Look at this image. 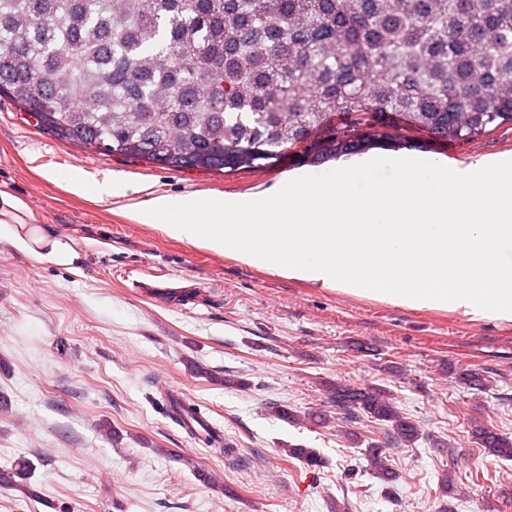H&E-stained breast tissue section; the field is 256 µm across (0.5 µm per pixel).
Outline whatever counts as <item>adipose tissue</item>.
I'll list each match as a JSON object with an SVG mask.
<instances>
[{"instance_id": "obj_1", "label": "adipose tissue", "mask_w": 512, "mask_h": 512, "mask_svg": "<svg viewBox=\"0 0 512 512\" xmlns=\"http://www.w3.org/2000/svg\"><path fill=\"white\" fill-rule=\"evenodd\" d=\"M28 212L26 203L19 197L0 191V241H6L19 251L30 255H45L57 264L71 263L75 253L69 244L49 239L44 228H21L23 215Z\"/></svg>"}]
</instances>
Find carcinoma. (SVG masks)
<instances>
[{
  "mask_svg": "<svg viewBox=\"0 0 512 512\" xmlns=\"http://www.w3.org/2000/svg\"><path fill=\"white\" fill-rule=\"evenodd\" d=\"M2 95L62 141L182 171L272 167L298 146L312 163L361 154L379 137L348 128L376 114L470 141L512 126V0H292L286 12L278 0H0ZM327 392L350 423L378 422L407 446L420 437L381 388ZM272 410L329 422L319 408ZM475 438L512 460V437ZM287 454L323 464L312 448ZM364 457L391 490L387 449L369 441ZM30 472L17 461L0 487Z\"/></svg>",
  "mask_w": 512,
  "mask_h": 512,
  "instance_id": "cac0c4a2",
  "label": "carcinoma"
}]
</instances>
